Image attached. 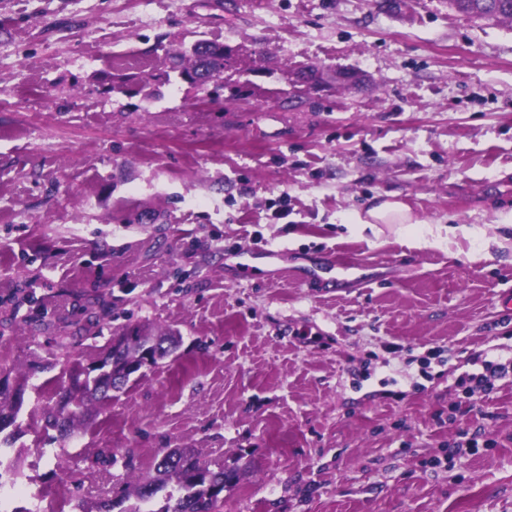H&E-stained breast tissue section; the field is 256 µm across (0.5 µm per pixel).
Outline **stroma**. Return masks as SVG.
I'll use <instances>...</instances> for the list:
<instances>
[{"label": "stroma", "mask_w": 512, "mask_h": 512, "mask_svg": "<svg viewBox=\"0 0 512 512\" xmlns=\"http://www.w3.org/2000/svg\"><path fill=\"white\" fill-rule=\"evenodd\" d=\"M200 39L231 47L250 95L104 92ZM351 74L301 83L300 69ZM399 194L479 236L412 247L346 218ZM286 218L274 219L280 205ZM512 25L448 0H0V377L21 419L110 294L112 325L182 336L68 444L5 455L44 512L112 485L100 449L149 469L166 448L252 471L219 512H512V372L454 382L482 350L512 357ZM272 258L238 272L240 251ZM317 268L324 285L300 272ZM492 446L456 453L460 433ZM88 305L91 307V312L88 318L89 325L86 327L78 328L72 334L64 336L60 346L64 349L75 345H81L84 340L88 338L102 337L104 325L101 322L108 320L106 325L112 320V297L104 293L96 295L95 298L88 300Z\"/></svg>", "instance_id": "obj_1"}]
</instances>
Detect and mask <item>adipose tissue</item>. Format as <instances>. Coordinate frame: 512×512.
I'll return each instance as SVG.
<instances>
[{"instance_id":"1","label":"adipose tissue","mask_w":512,"mask_h":512,"mask_svg":"<svg viewBox=\"0 0 512 512\" xmlns=\"http://www.w3.org/2000/svg\"><path fill=\"white\" fill-rule=\"evenodd\" d=\"M351 222L359 231L368 230L376 236L380 235L382 225H396L398 234L409 235L419 246H434L444 241L440 227L414 218L410 207L393 194L378 197L369 208L353 214Z\"/></svg>"}]
</instances>
